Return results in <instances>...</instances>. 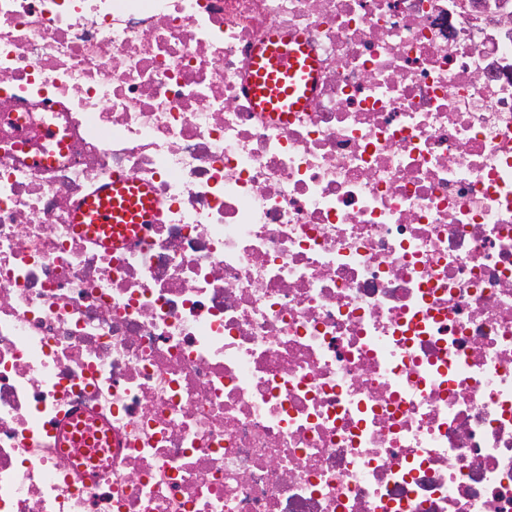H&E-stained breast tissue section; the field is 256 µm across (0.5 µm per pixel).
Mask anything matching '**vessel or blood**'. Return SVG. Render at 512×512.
<instances>
[{"instance_id":"b4317fda","label":"vessel or blood","mask_w":512,"mask_h":512,"mask_svg":"<svg viewBox=\"0 0 512 512\" xmlns=\"http://www.w3.org/2000/svg\"><path fill=\"white\" fill-rule=\"evenodd\" d=\"M255 75L250 93L261 109L294 112L306 106L312 93L315 63L305 47L280 35L259 48L254 57ZM78 220L97 225L149 224L153 221L152 201L144 188L116 177L101 192L99 202L79 207Z\"/></svg>"}]
</instances>
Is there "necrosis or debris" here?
<instances>
[{
    "instance_id": "1",
    "label": "necrosis or debris",
    "mask_w": 512,
    "mask_h": 512,
    "mask_svg": "<svg viewBox=\"0 0 512 512\" xmlns=\"http://www.w3.org/2000/svg\"><path fill=\"white\" fill-rule=\"evenodd\" d=\"M0 512H512V0H0ZM254 70L250 93L261 109L296 112L307 105L315 78V63L298 39L280 35L259 48L254 57ZM99 204L92 200L79 207L76 216L79 224H151L153 205L144 188L135 187L123 177H112L98 194ZM110 197L112 201H108ZM121 198V202L119 201ZM89 219L88 223H84Z\"/></svg>"
}]
</instances>
